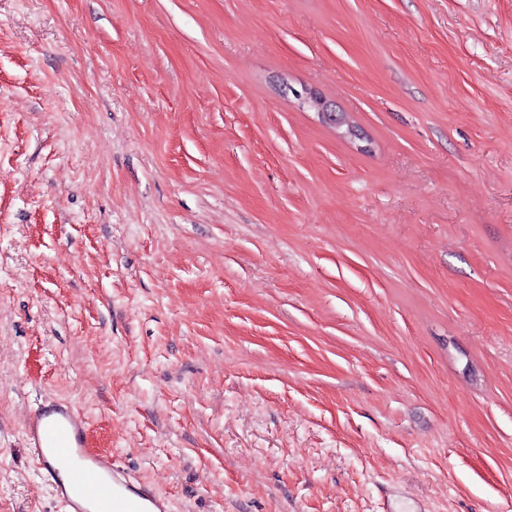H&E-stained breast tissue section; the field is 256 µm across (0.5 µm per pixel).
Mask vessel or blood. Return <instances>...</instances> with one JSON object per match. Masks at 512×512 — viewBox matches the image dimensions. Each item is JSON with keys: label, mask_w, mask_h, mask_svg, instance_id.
Listing matches in <instances>:
<instances>
[{"label": "vessel or blood", "mask_w": 512, "mask_h": 512, "mask_svg": "<svg viewBox=\"0 0 512 512\" xmlns=\"http://www.w3.org/2000/svg\"><path fill=\"white\" fill-rule=\"evenodd\" d=\"M87 423L71 410L40 409L29 419L25 435L40 464H63L74 470L71 485H57L56 494L69 512H164L151 491L122 477L111 456L86 446Z\"/></svg>", "instance_id": "1"}]
</instances>
